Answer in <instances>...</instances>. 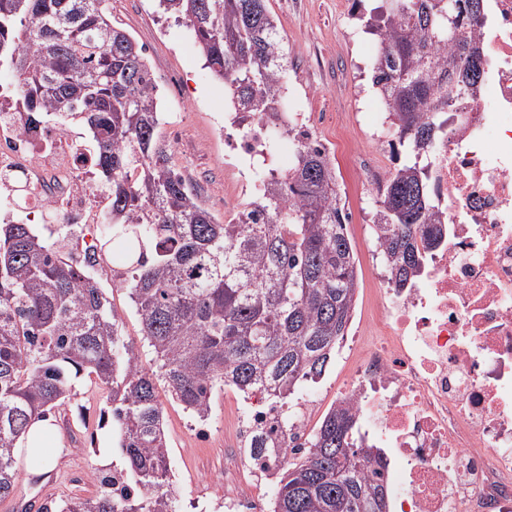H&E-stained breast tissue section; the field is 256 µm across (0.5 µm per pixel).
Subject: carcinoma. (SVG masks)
<instances>
[{"label": "carcinoma", "mask_w": 512, "mask_h": 512, "mask_svg": "<svg viewBox=\"0 0 512 512\" xmlns=\"http://www.w3.org/2000/svg\"><path fill=\"white\" fill-rule=\"evenodd\" d=\"M185 20L212 74L245 121L287 102L288 53L268 0H159ZM476 0H387L366 30L378 39L372 85L395 135L378 196L376 239L396 288H406L442 238L431 185L433 145L448 113L484 69L470 35ZM21 77L37 128L43 113L91 133L108 224L83 260L31 224H0V501L19 485L16 444L72 396V378L108 388L122 469L58 512H178L157 388L204 420L218 388L259 398L287 425L347 335L360 288L336 167L311 132L295 162L271 175L234 218L219 221L157 138L162 101L144 49L112 25L108 0H0V66ZM112 263L159 372L136 345L88 267ZM251 455L285 459L270 512H388L387 491L359 445L353 412L330 407L307 447L251 436Z\"/></svg>", "instance_id": "carcinoma-1"}]
</instances>
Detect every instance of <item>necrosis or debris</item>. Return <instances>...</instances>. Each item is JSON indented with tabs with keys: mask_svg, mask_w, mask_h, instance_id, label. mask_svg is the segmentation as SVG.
I'll use <instances>...</instances> for the list:
<instances>
[{
	"mask_svg": "<svg viewBox=\"0 0 512 512\" xmlns=\"http://www.w3.org/2000/svg\"><path fill=\"white\" fill-rule=\"evenodd\" d=\"M486 75L435 148L448 232L412 286L392 287L377 243L375 338L336 394L385 449L391 512H512V0L474 29ZM79 134L29 129L19 76L0 85V222L102 224ZM279 460L239 454L226 512H264Z\"/></svg>",
	"mask_w": 512,
	"mask_h": 512,
	"instance_id": "1",
	"label": "necrosis or debris"
}]
</instances>
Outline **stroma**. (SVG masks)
<instances>
[{"mask_svg": "<svg viewBox=\"0 0 512 512\" xmlns=\"http://www.w3.org/2000/svg\"><path fill=\"white\" fill-rule=\"evenodd\" d=\"M385 0H269L281 35L288 47V101L293 110H310L322 119L313 134L336 158L341 194L351 184V158L338 135L352 129L361 157L388 167L390 157L368 136L369 119L377 110L369 85L370 63L377 44L373 36H350L343 13L356 9L368 14ZM113 25L127 31L145 47L152 75L164 99V120L158 135L170 148L171 162L190 182L199 201L218 219H230L249 200L235 161L224 149V114L229 97L223 81L204 65L194 39L181 22L162 13L155 0H110ZM360 277V288L350 335L372 334L364 323L374 271L362 225L349 227ZM121 323L124 338L137 341L145 368L155 365V355L141 343L140 324L125 289L114 287L111 274L98 275ZM359 351H337L318 382L305 396L318 407L310 420L318 427L355 372ZM71 401L53 410L50 419L52 464L21 456V484L16 494L0 501V512H38L71 497L94 493L96 460L101 449L114 447L112 423L103 417L109 409V391L80 377ZM169 451V468L180 512H224L225 494L239 486L230 469V457L242 432L240 412L245 403L231 388L215 391L211 410L203 421L192 419L169 396L161 398Z\"/></svg>", "mask_w": 512, "mask_h": 512, "instance_id": "1", "label": "stroma"}]
</instances>
